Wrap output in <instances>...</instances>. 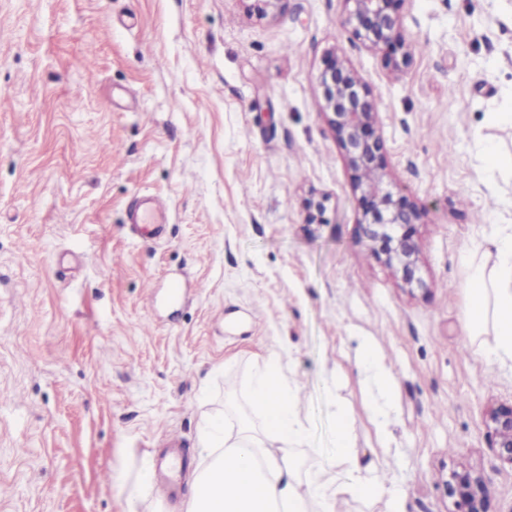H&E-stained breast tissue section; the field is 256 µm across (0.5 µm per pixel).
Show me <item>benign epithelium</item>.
Wrapping results in <instances>:
<instances>
[{
    "label": "benign epithelium",
    "mask_w": 512,
    "mask_h": 512,
    "mask_svg": "<svg viewBox=\"0 0 512 512\" xmlns=\"http://www.w3.org/2000/svg\"><path fill=\"white\" fill-rule=\"evenodd\" d=\"M349 10L342 27L370 51L380 52L386 66L400 72L410 58L409 42L402 31L400 10L406 0H346ZM321 109L344 151L353 173L354 189L363 205L365 244L402 281L419 282L418 250L414 243L417 207L394 198L387 188L383 140L377 130L376 106L369 88L336 52L325 59L318 76ZM324 200L306 205V223H326ZM488 445L504 463L512 465V402L492 406L486 413ZM457 512H487L488 491L481 475L470 469L452 472L445 482Z\"/></svg>",
    "instance_id": "7a95c632"
}]
</instances>
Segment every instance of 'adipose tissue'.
I'll use <instances>...</instances> for the list:
<instances>
[{
    "instance_id": "adipose-tissue-1",
    "label": "adipose tissue",
    "mask_w": 512,
    "mask_h": 512,
    "mask_svg": "<svg viewBox=\"0 0 512 512\" xmlns=\"http://www.w3.org/2000/svg\"><path fill=\"white\" fill-rule=\"evenodd\" d=\"M487 251L493 264L475 267L465 282L464 322L472 336L492 329L494 354L512 360V234L491 237ZM249 400L261 411L260 427L229 413L206 418L202 443L210 462L188 485L186 512H332L336 499L346 493L366 499L384 496L387 512H406L403 493L388 487L379 470L360 464L342 428L336 433L332 468L311 460L308 481L298 480L293 451L304 441L306 429L275 366L254 372ZM339 470L349 473V483H338ZM153 474L147 454L135 470L117 472L129 505L149 497Z\"/></svg>"
}]
</instances>
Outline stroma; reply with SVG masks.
<instances>
[{"label":"stroma","mask_w":512,"mask_h":512,"mask_svg":"<svg viewBox=\"0 0 512 512\" xmlns=\"http://www.w3.org/2000/svg\"><path fill=\"white\" fill-rule=\"evenodd\" d=\"M346 11L0 0V512H128L116 469L174 438L202 468L204 417L259 421L249 384L270 361L307 430L299 477L335 456L341 409L406 512H452L444 482L462 468L488 512H512V466L484 438L512 367L463 326L469 263L512 231V0H406L397 75ZM332 50L377 101L391 189L421 212L422 288L363 245L316 84ZM144 196L168 211L154 239L128 222ZM321 196L325 223H306ZM367 340L394 383L386 450L355 366Z\"/></svg>","instance_id":"1"}]
</instances>
